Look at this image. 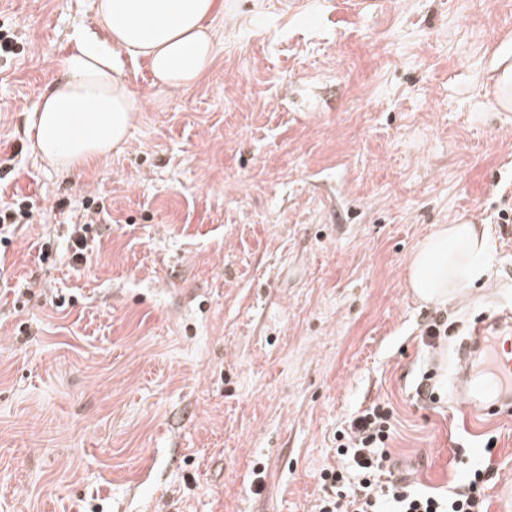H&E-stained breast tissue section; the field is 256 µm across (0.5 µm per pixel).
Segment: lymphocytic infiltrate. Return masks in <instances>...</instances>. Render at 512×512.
I'll list each match as a JSON object with an SVG mask.
<instances>
[{
    "mask_svg": "<svg viewBox=\"0 0 512 512\" xmlns=\"http://www.w3.org/2000/svg\"><path fill=\"white\" fill-rule=\"evenodd\" d=\"M394 431L393 411L385 403L349 420L336 435V453L345 462L320 471L322 493L315 512H488L484 472L477 465L443 493L417 490L402 477L385 479Z\"/></svg>",
    "mask_w": 512,
    "mask_h": 512,
    "instance_id": "lymphocytic-infiltrate-1",
    "label": "lymphocytic infiltrate"
}]
</instances>
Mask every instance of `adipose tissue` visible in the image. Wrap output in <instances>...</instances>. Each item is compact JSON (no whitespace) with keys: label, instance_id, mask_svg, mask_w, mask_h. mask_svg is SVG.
Listing matches in <instances>:
<instances>
[{"label":"adipose tissue","instance_id":"obj_1","mask_svg":"<svg viewBox=\"0 0 512 512\" xmlns=\"http://www.w3.org/2000/svg\"><path fill=\"white\" fill-rule=\"evenodd\" d=\"M223 10L224 0H95L93 28L71 36L33 114L37 155L67 170L109 157L143 109L129 64L146 62L162 93L189 92L214 62ZM490 248L483 225H438L412 252L407 285L421 301L448 303L486 278Z\"/></svg>","mask_w":512,"mask_h":512}]
</instances>
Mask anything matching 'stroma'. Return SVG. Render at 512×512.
Listing matches in <instances>:
<instances>
[{
	"label": "stroma",
	"instance_id": "stroma-1",
	"mask_svg": "<svg viewBox=\"0 0 512 512\" xmlns=\"http://www.w3.org/2000/svg\"><path fill=\"white\" fill-rule=\"evenodd\" d=\"M93 23L94 0H0V203L36 205L0 244V512H313L337 429L379 402L397 475L446 488L466 448L512 481V420L470 430L448 398L460 336L512 309V0H224L203 81L164 97L129 65L128 142L62 170L30 119ZM461 222L488 278L423 303L408 257ZM70 239L73 247V259L75 262H81L86 259V250L88 248V234L92 224H73L70 225Z\"/></svg>",
	"mask_w": 512,
	"mask_h": 512
}]
</instances>
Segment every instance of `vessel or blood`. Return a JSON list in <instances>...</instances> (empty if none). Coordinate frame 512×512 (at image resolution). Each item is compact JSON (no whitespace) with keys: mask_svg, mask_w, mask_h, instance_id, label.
<instances>
[{"mask_svg":"<svg viewBox=\"0 0 512 512\" xmlns=\"http://www.w3.org/2000/svg\"><path fill=\"white\" fill-rule=\"evenodd\" d=\"M453 391L472 426L512 411V313L480 318L455 349Z\"/></svg>","mask_w":512,"mask_h":512,"instance_id":"b4317fda","label":"vessel or blood"}]
</instances>
